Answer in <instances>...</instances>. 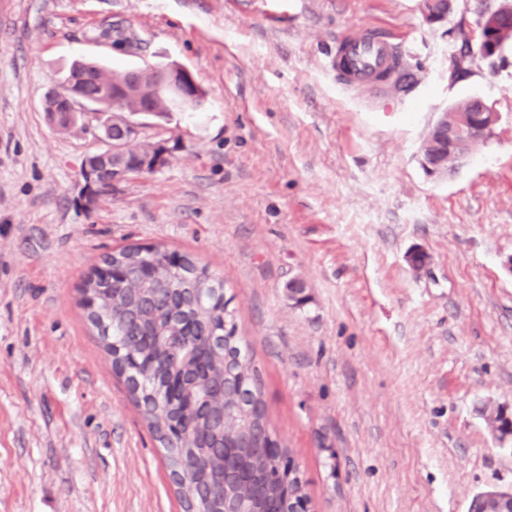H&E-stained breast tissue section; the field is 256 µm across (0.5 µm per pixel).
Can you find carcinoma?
<instances>
[{"label":"carcinoma","mask_w":512,"mask_h":512,"mask_svg":"<svg viewBox=\"0 0 512 512\" xmlns=\"http://www.w3.org/2000/svg\"><path fill=\"white\" fill-rule=\"evenodd\" d=\"M72 75H87V88L113 92L98 111L115 108L136 112L144 107L165 117L196 109L200 101L157 96H128L122 88L131 71L107 70L93 61L77 62ZM141 247L121 248L104 264L122 270L129 287L88 276L81 307L99 342L112 357V370L124 378L134 404L166 451L171 476L184 512H223L233 484L224 478V449L233 448L244 461L260 496L255 512H287L288 502L310 499L306 481L296 475L286 483L276 478L279 457L237 447L247 428L276 440L270 428L263 384L253 357L237 335L236 312L224 301V283L191 254L179 263L163 262ZM154 261L152 282L137 283V274Z\"/></svg>","instance_id":"1"}]
</instances>
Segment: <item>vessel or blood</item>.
<instances>
[{
  "mask_svg": "<svg viewBox=\"0 0 512 512\" xmlns=\"http://www.w3.org/2000/svg\"><path fill=\"white\" fill-rule=\"evenodd\" d=\"M396 56L393 37L388 32L370 28L361 35L344 37L327 68L335 73L342 88L352 90L386 68Z\"/></svg>",
  "mask_w": 512,
  "mask_h": 512,
  "instance_id": "vessel-or-blood-1",
  "label": "vessel or blood"
}]
</instances>
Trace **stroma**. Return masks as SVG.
I'll return each instance as SVG.
<instances>
[{
    "label": "stroma",
    "instance_id": "35a3bbf8",
    "mask_svg": "<svg viewBox=\"0 0 512 512\" xmlns=\"http://www.w3.org/2000/svg\"><path fill=\"white\" fill-rule=\"evenodd\" d=\"M475 18V0L436 25L421 0H0V512H182L80 305L126 245L223 280L312 512H467L512 489L481 415L512 411V67L454 72ZM357 26L396 34L409 80L337 87L325 63ZM77 59L176 62L205 93L141 117L138 143L175 152L90 208L96 121L62 133L42 110ZM473 96L491 135L428 177L423 137Z\"/></svg>",
    "mask_w": 512,
    "mask_h": 512
}]
</instances>
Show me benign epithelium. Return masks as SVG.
<instances>
[{
	"mask_svg": "<svg viewBox=\"0 0 512 512\" xmlns=\"http://www.w3.org/2000/svg\"><path fill=\"white\" fill-rule=\"evenodd\" d=\"M440 0H423V8L427 23L433 25L447 20L452 11L449 7L439 5ZM512 34V0H486L478 11L475 30V43L471 53L477 55L489 68L496 72L508 64H512V48L505 47L504 36ZM159 73L172 91L187 97L201 95L199 86L190 72L182 66L170 64L159 69ZM76 82L65 84L57 90L66 96L68 110L55 115L57 120H67L80 106L95 109L97 100L93 96L72 91ZM498 119L497 113L482 100H477L475 109L459 113L453 122H448V114L440 113L431 127V133L425 137L419 149V161L425 172L432 178L443 180L448 177V165L440 152L441 144L447 145V151L465 161V145L473 136L487 134ZM139 125L129 119L114 118L112 122L101 128V139L112 142V147L87 155L81 170L83 184L79 199L83 204L92 207L102 192L114 191L118 185L128 181L132 176L142 173L149 167L156 170L164 167L173 153L171 147L165 145L152 163L134 165L127 160L123 143L138 133Z\"/></svg>",
	"mask_w": 512,
	"mask_h": 512,
	"instance_id": "7a95c632",
	"label": "benign epithelium"
}]
</instances>
